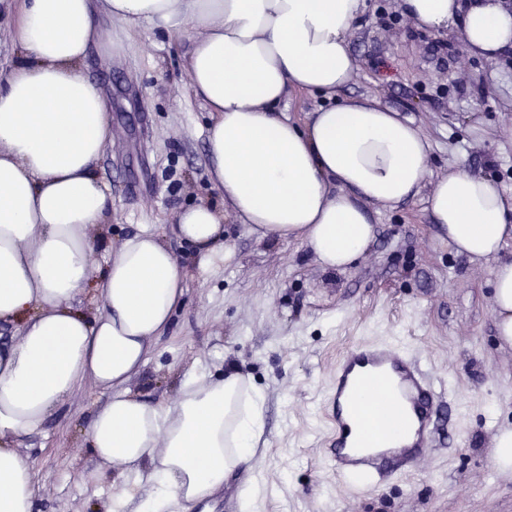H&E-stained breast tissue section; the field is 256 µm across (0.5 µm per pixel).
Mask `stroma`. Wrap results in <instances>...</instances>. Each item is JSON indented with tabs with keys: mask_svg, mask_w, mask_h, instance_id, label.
Listing matches in <instances>:
<instances>
[{
	"mask_svg": "<svg viewBox=\"0 0 512 512\" xmlns=\"http://www.w3.org/2000/svg\"><path fill=\"white\" fill-rule=\"evenodd\" d=\"M400 2L364 0L348 37L358 69L338 97H376L410 119L430 143L432 179L395 207L370 205L374 240L344 272L323 270L302 242L257 239L229 208L230 252L201 264L173 231L184 208L222 199L206 148L210 114L183 65L188 38L105 17L87 52L82 73L102 88L111 123L96 166L110 217L91 230L90 271L99 275L106 248L148 227L165 232L186 272L182 303L131 388L165 403L188 370L236 372L266 399L265 450L201 512H238L253 476L265 486L264 512H512V472L492 464L499 429L512 427V347L496 334L494 263L455 253L427 205L434 179L462 163L512 193V52L474 55L459 26L431 31ZM362 343L398 344L452 389L433 452L372 489L339 478L326 452L336 360ZM104 400L83 384L23 437L33 512H104L112 478L88 480L99 463L86 443Z\"/></svg>",
	"mask_w": 512,
	"mask_h": 512,
	"instance_id": "obj_1",
	"label": "stroma"
}]
</instances>
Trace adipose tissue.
I'll return each instance as SVG.
<instances>
[{
    "mask_svg": "<svg viewBox=\"0 0 512 512\" xmlns=\"http://www.w3.org/2000/svg\"><path fill=\"white\" fill-rule=\"evenodd\" d=\"M361 0H21L19 61L0 79V320L20 339L0 344V512H31L33 467L19 444L84 383L107 393L87 440L119 465L107 512H195L265 447L264 394L232 373H188L173 403L130 382L184 293L185 272L163 238L145 231L105 257L94 319L75 301L89 278L90 230L107 222L109 189L96 173L110 120L105 95L81 67L99 15L190 35V91L211 115L214 178L259 238L298 239L329 271L370 247L368 207L393 206L426 182L429 145L379 100L336 102L356 60L347 38ZM422 26L457 23L472 53L512 49L507 0H401ZM330 105L306 122L279 116L288 91ZM428 209L448 245L492 259L497 335L512 345V194L466 166L441 177ZM176 235L202 263L230 251L224 212L199 204L177 215Z\"/></svg>",
    "mask_w": 512,
    "mask_h": 512,
    "instance_id": "adipose-tissue-1",
    "label": "adipose tissue"
}]
</instances>
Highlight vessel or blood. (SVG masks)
<instances>
[{
    "instance_id": "b4317fda",
    "label": "vessel or blood",
    "mask_w": 512,
    "mask_h": 512,
    "mask_svg": "<svg viewBox=\"0 0 512 512\" xmlns=\"http://www.w3.org/2000/svg\"><path fill=\"white\" fill-rule=\"evenodd\" d=\"M380 382L387 384L404 404L409 434L398 438L391 448L364 449L353 439L352 426L359 415L361 399L374 394ZM327 399L336 423L330 463L347 481L373 485L375 474L392 470L399 462L422 460L434 445L433 424L439 397L422 366L395 347L357 345L348 350L336 365Z\"/></svg>"
}]
</instances>
